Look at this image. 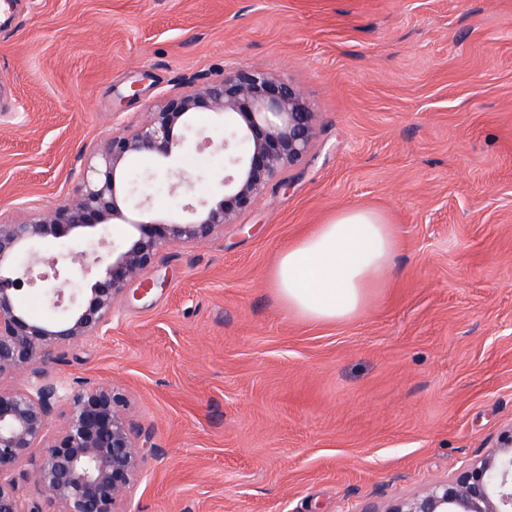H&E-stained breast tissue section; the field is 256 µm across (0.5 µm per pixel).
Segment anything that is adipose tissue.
<instances>
[{
    "label": "adipose tissue",
    "mask_w": 512,
    "mask_h": 512,
    "mask_svg": "<svg viewBox=\"0 0 512 512\" xmlns=\"http://www.w3.org/2000/svg\"><path fill=\"white\" fill-rule=\"evenodd\" d=\"M396 247L393 229L378 214L340 211L281 253L273 282L297 316L313 322L353 319L366 308Z\"/></svg>",
    "instance_id": "ef3b65f1"
}]
</instances>
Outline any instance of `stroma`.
Returning a JSON list of instances; mask_svg holds the SVG:
<instances>
[{"label": "stroma", "mask_w": 512, "mask_h": 512, "mask_svg": "<svg viewBox=\"0 0 512 512\" xmlns=\"http://www.w3.org/2000/svg\"><path fill=\"white\" fill-rule=\"evenodd\" d=\"M0 28V220L72 198L86 158L177 84L260 66L317 141L201 244L164 249L99 332L45 365L109 383L153 447L120 512H359L484 456L512 424V0H18ZM182 151L210 198L224 167ZM155 216L182 196L148 179ZM361 207L397 246L364 312L296 317L279 254Z\"/></svg>", "instance_id": "obj_1"}]
</instances>
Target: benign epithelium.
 Here are the masks:
<instances>
[{"label": "benign epithelium", "instance_id": "1", "mask_svg": "<svg viewBox=\"0 0 512 512\" xmlns=\"http://www.w3.org/2000/svg\"><path fill=\"white\" fill-rule=\"evenodd\" d=\"M224 121V170L209 200L189 202L185 221L131 222L134 233L115 245L105 226L126 219L128 162L147 156L175 175L172 189L189 188L179 152L198 112ZM183 133H175L176 127ZM318 116L302 91L260 68L166 96L135 127L112 134L100 162L86 161L72 199L21 222H0V512H42L22 499L19 479L38 486L57 512H118L138 481L145 446L125 416L126 398L110 384L85 382L77 390L46 378L39 365L58 347L77 342L112 319L128 286L169 245L198 244L252 208L270 182L297 166L314 147ZM84 248L50 254L44 247L68 236ZM54 281L50 314L34 318L18 304L24 286ZM43 449L30 470L34 449ZM361 512H512V424L479 462L384 510Z\"/></svg>", "mask_w": 512, "mask_h": 512}]
</instances>
